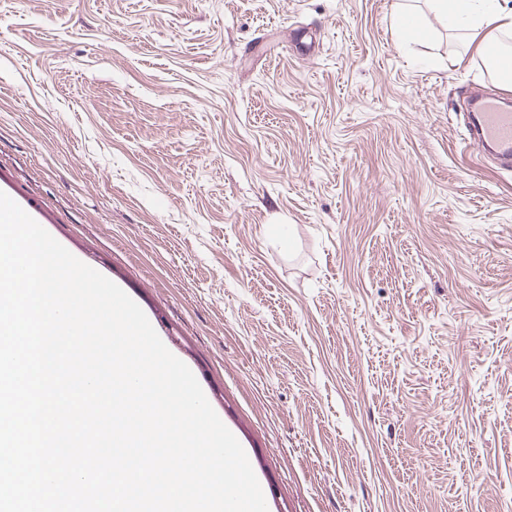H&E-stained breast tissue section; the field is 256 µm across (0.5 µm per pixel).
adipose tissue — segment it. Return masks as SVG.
Here are the masks:
<instances>
[{"label": "adipose tissue", "instance_id": "ef3b65f1", "mask_svg": "<svg viewBox=\"0 0 512 512\" xmlns=\"http://www.w3.org/2000/svg\"><path fill=\"white\" fill-rule=\"evenodd\" d=\"M433 11L449 28L472 35L512 34V8L502 0H430Z\"/></svg>", "mask_w": 512, "mask_h": 512}]
</instances>
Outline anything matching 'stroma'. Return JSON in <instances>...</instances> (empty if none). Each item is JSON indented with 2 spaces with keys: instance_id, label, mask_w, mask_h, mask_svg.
Returning a JSON list of instances; mask_svg holds the SVG:
<instances>
[{
  "instance_id": "obj_1",
  "label": "stroma",
  "mask_w": 512,
  "mask_h": 512,
  "mask_svg": "<svg viewBox=\"0 0 512 512\" xmlns=\"http://www.w3.org/2000/svg\"><path fill=\"white\" fill-rule=\"evenodd\" d=\"M478 44L427 0H0V191L160 314L268 512H512Z\"/></svg>"
}]
</instances>
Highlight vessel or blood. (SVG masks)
Segmentation results:
<instances>
[{
    "instance_id": "obj_1",
    "label": "vessel or blood",
    "mask_w": 512,
    "mask_h": 512,
    "mask_svg": "<svg viewBox=\"0 0 512 512\" xmlns=\"http://www.w3.org/2000/svg\"><path fill=\"white\" fill-rule=\"evenodd\" d=\"M472 123L475 143L493 150L503 168H511L512 111L504 109L499 98L486 95L478 98Z\"/></svg>"
}]
</instances>
